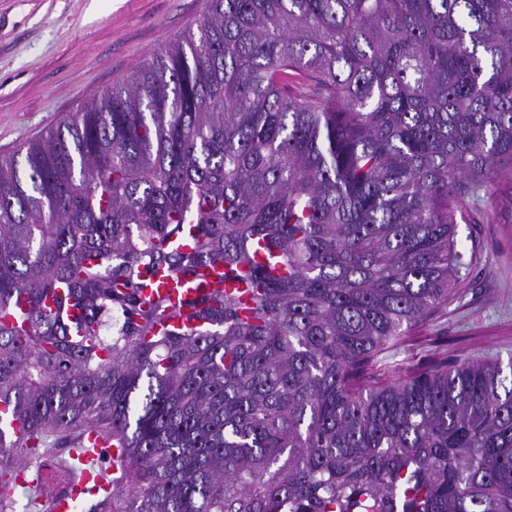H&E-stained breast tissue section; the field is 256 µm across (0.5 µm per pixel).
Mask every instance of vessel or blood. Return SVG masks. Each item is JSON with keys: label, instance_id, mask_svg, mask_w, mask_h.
<instances>
[{"label": "vessel or blood", "instance_id": "b4317fda", "mask_svg": "<svg viewBox=\"0 0 512 512\" xmlns=\"http://www.w3.org/2000/svg\"><path fill=\"white\" fill-rule=\"evenodd\" d=\"M166 296L171 303H178L182 290L165 270H157L150 279V285L144 288L146 298L155 294ZM75 449L69 450L68 457L58 466L35 471L24 470L18 477L21 486L39 491L50 488L49 496L39 499L47 512H73V504L89 486L111 488L113 467L119 464L120 457L112 443L107 442L100 431L82 430L76 440Z\"/></svg>", "mask_w": 512, "mask_h": 512}]
</instances>
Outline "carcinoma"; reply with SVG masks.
<instances>
[{
    "label": "carcinoma",
    "mask_w": 512,
    "mask_h": 512,
    "mask_svg": "<svg viewBox=\"0 0 512 512\" xmlns=\"http://www.w3.org/2000/svg\"><path fill=\"white\" fill-rule=\"evenodd\" d=\"M23 150L0 485L96 428L124 467L83 512H512V362L365 375L512 180V0H207ZM160 267L175 308L143 300Z\"/></svg>",
    "instance_id": "cac0c4a2"
}]
</instances>
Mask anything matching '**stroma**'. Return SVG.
Instances as JSON below:
<instances>
[{
    "instance_id": "35a3bbf8",
    "label": "stroma",
    "mask_w": 512,
    "mask_h": 512,
    "mask_svg": "<svg viewBox=\"0 0 512 512\" xmlns=\"http://www.w3.org/2000/svg\"><path fill=\"white\" fill-rule=\"evenodd\" d=\"M206 0H0V154L111 88L195 25ZM446 303L367 366L377 382L440 364L512 360V182L467 199Z\"/></svg>"
}]
</instances>
